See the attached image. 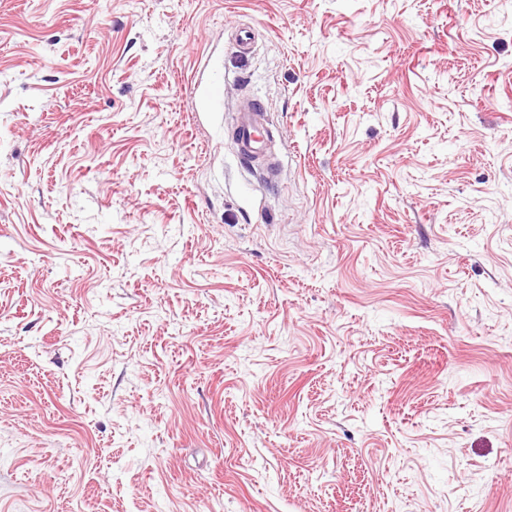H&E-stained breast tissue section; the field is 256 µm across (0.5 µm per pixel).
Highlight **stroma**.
<instances>
[{
	"instance_id": "obj_1",
	"label": "stroma",
	"mask_w": 512,
	"mask_h": 512,
	"mask_svg": "<svg viewBox=\"0 0 512 512\" xmlns=\"http://www.w3.org/2000/svg\"><path fill=\"white\" fill-rule=\"evenodd\" d=\"M0 512H512V0H0ZM258 106L256 101L248 102L238 114L241 149L250 157L255 155L261 146L258 137L263 126L264 112H259Z\"/></svg>"
}]
</instances>
